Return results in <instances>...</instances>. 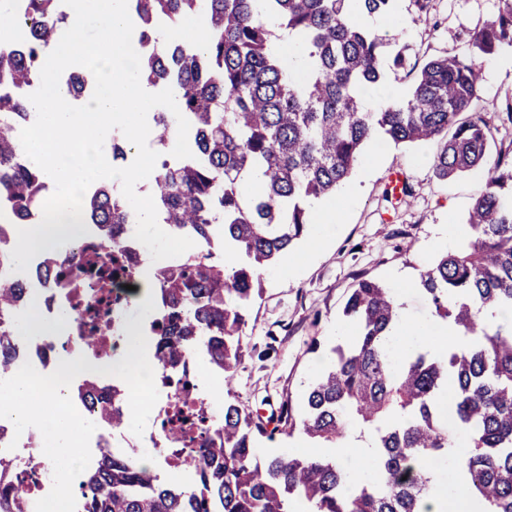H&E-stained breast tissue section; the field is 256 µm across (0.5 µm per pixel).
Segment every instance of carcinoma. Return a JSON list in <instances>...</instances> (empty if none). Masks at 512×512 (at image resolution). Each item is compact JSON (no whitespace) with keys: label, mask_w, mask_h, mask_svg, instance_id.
I'll list each match as a JSON object with an SVG mask.
<instances>
[{"label":"carcinoma","mask_w":512,"mask_h":512,"mask_svg":"<svg viewBox=\"0 0 512 512\" xmlns=\"http://www.w3.org/2000/svg\"><path fill=\"white\" fill-rule=\"evenodd\" d=\"M397 0H133L139 21L141 76L172 88L189 121L193 157L157 167L152 180L159 223L187 233L200 250L152 271L156 308L150 321L152 358L165 380L187 385L186 359L194 355L224 375L231 394L243 357L242 334L260 276L294 241L309 233L312 209L336 193L375 139L395 144L446 138L432 166L440 177L481 171L485 184L464 228L460 253H446L420 275L433 316L459 327L468 342L448 345L437 357L415 349L391 358L387 344L400 321L392 289L359 280L343 316L354 333L331 347L329 366L310 383L299 433L330 448L358 423L373 435L376 471L355 478L336 459L318 455L262 456V430L231 399L223 419L203 425L191 408L177 411L175 428L197 427L192 454L171 449L178 466L193 471L184 488L152 475L126 456L102 452L78 485L83 512H423L441 492L433 462L462 468L477 495L471 512H512V325L488 320L512 311V144L489 159L490 128L475 104L481 89L479 60L512 48V0H500L497 17L474 30L463 56L433 58L409 94L376 111L363 96L383 83L382 57L407 68L412 53L388 50L385 36L359 22L365 14L392 16ZM208 16L204 47L165 40L194 12ZM22 28L24 53L0 49V201L16 224L42 219L46 178L16 136L31 112L23 95L40 82L43 48L66 14L58 0H28L11 15ZM296 52L273 51L280 37ZM95 83L91 73L70 76L76 96ZM154 143L165 149L177 132L171 112L153 116ZM263 188L248 195L254 175ZM86 223L96 224L106 250L76 265L63 260L46 276L78 285L86 271L118 262L126 225L135 212L110 186L85 200ZM233 250L240 263L217 259ZM26 292L19 278L0 276V375L14 371L22 336L16 324ZM97 418L121 431L127 412L98 403ZM453 427L445 425V416ZM471 444L461 460L453 449ZM0 512H29L24 485L0 478Z\"/></svg>","instance_id":"cac0c4a2"}]
</instances>
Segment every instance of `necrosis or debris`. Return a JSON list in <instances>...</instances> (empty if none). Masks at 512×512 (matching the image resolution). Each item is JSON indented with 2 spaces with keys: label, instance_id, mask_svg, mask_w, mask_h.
Listing matches in <instances>:
<instances>
[{
  "label": "necrosis or debris",
  "instance_id": "necrosis-or-debris-1",
  "mask_svg": "<svg viewBox=\"0 0 512 512\" xmlns=\"http://www.w3.org/2000/svg\"><path fill=\"white\" fill-rule=\"evenodd\" d=\"M104 248L105 242L97 225L87 224L76 237L59 242L50 253L34 257L26 273L28 300L36 302L42 314L49 318L59 309L75 304L79 295H93L95 276H87L81 288L76 289L70 284L44 277L42 269L48 261L67 258L75 253L88 255L103 251ZM146 253V247L133 236L125 237L122 252L124 269L112 276V303L108 316L110 334L101 343L94 347L87 346L81 338V326L71 323L60 332L24 339L18 351L19 362H31L42 374L54 372L65 355L85 356L91 367L114 364L121 357L126 343L122 316L135 302V294L128 288L130 279L125 270L132 266L143 267ZM187 368L191 385L183 394L166 385L162 370H155L154 382L159 400L152 410L153 421L142 436H135L128 431L115 432L105 424L96 428L90 439L91 447L106 448L115 454L151 461L154 475L165 474L173 466L169 453L174 440L170 420L179 398H186L195 405L207 400L210 373L196 359L190 361ZM41 443V433L30 430L26 434L16 435L13 423L0 418V466L26 469L32 479L29 496L34 502L46 496L53 485V466L41 452Z\"/></svg>",
  "mask_w": 512,
  "mask_h": 512
}]
</instances>
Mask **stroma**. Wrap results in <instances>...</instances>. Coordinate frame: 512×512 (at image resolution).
<instances>
[{"label": "stroma", "mask_w": 512, "mask_h": 512, "mask_svg": "<svg viewBox=\"0 0 512 512\" xmlns=\"http://www.w3.org/2000/svg\"><path fill=\"white\" fill-rule=\"evenodd\" d=\"M500 7L499 0H430L428 12L421 13L411 0H401L394 16L370 17L366 23L412 45L424 61L462 53L473 30L496 17ZM482 76L476 109L491 127L488 154L493 157L512 143V124L500 119L502 104L512 99V52L484 60ZM443 145L434 139L368 146L339 193L335 224L312 229L326 235L324 247L296 271L281 260L263 272L232 391L264 431L257 444L261 455L285 452L287 440H299V432L281 421V408L289 406L292 418H300L309 381L328 363L327 344L352 329L342 310L359 279L393 288L413 321L429 318L420 274L440 254L466 248L459 228L483 184L478 173L439 178L432 159ZM399 170L406 173L410 191L385 198L390 177Z\"/></svg>", "instance_id": "obj_1"}]
</instances>
